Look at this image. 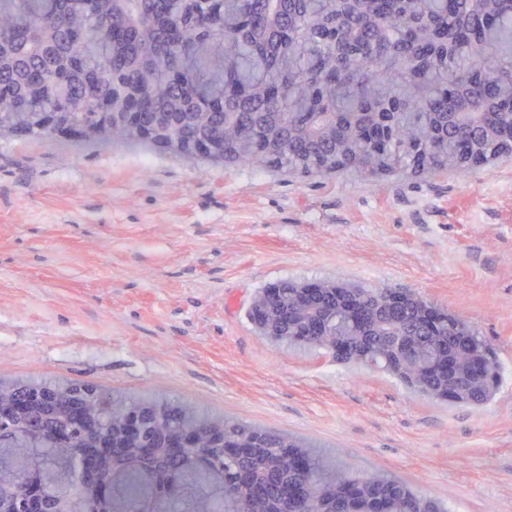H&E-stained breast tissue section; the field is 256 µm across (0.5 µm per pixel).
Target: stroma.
<instances>
[{
	"instance_id": "stroma-1",
	"label": "stroma",
	"mask_w": 512,
	"mask_h": 512,
	"mask_svg": "<svg viewBox=\"0 0 512 512\" xmlns=\"http://www.w3.org/2000/svg\"><path fill=\"white\" fill-rule=\"evenodd\" d=\"M280 279L413 289L495 342L481 407L260 336ZM0 381L84 383L314 439L460 512H512V156L290 176L164 149L0 140Z\"/></svg>"
}]
</instances>
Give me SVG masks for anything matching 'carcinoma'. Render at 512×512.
I'll list each match as a JSON object with an SVG mask.
<instances>
[{"label": "carcinoma", "mask_w": 512, "mask_h": 512, "mask_svg": "<svg viewBox=\"0 0 512 512\" xmlns=\"http://www.w3.org/2000/svg\"><path fill=\"white\" fill-rule=\"evenodd\" d=\"M112 28H107V22ZM512 0H0V136L68 135L154 145L158 112L211 126L193 155L226 165L365 176L414 169L467 172L474 138L491 141L512 114ZM134 82L129 121L98 116V77ZM248 318L260 335L386 370L420 396L457 406L492 400L503 365L491 341L414 291L282 279ZM0 426V485L36 473L72 494L9 512H451L385 472L350 479L311 440L92 389L74 405L55 385ZM136 415L141 440L126 438ZM201 436L183 452L179 436ZM112 483H82L92 435Z\"/></svg>", "instance_id": "cac0c4a2"}]
</instances>
